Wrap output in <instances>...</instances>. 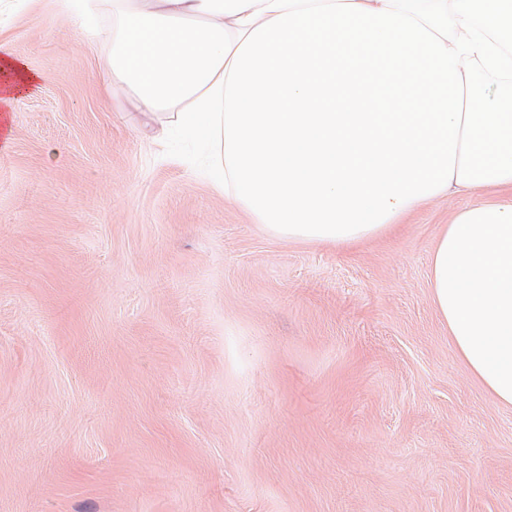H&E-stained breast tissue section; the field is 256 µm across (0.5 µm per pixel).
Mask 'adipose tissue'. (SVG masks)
<instances>
[{
    "label": "adipose tissue",
    "mask_w": 512,
    "mask_h": 512,
    "mask_svg": "<svg viewBox=\"0 0 512 512\" xmlns=\"http://www.w3.org/2000/svg\"><path fill=\"white\" fill-rule=\"evenodd\" d=\"M433 304L460 360L493 401L512 407V197L474 200L437 238Z\"/></svg>",
    "instance_id": "adipose-tissue-1"
}]
</instances>
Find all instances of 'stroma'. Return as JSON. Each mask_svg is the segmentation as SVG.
<instances>
[{
    "label": "stroma",
    "instance_id": "35a3bbf8",
    "mask_svg": "<svg viewBox=\"0 0 512 512\" xmlns=\"http://www.w3.org/2000/svg\"><path fill=\"white\" fill-rule=\"evenodd\" d=\"M0 512H512V408L429 285L467 195L276 237L103 87L109 41L0 0ZM0 72L4 76L1 86L0 105L10 106L16 98L12 93L17 92L21 87L32 83L36 78L29 74L24 66L17 61L2 59Z\"/></svg>",
    "mask_w": 512,
    "mask_h": 512
}]
</instances>
